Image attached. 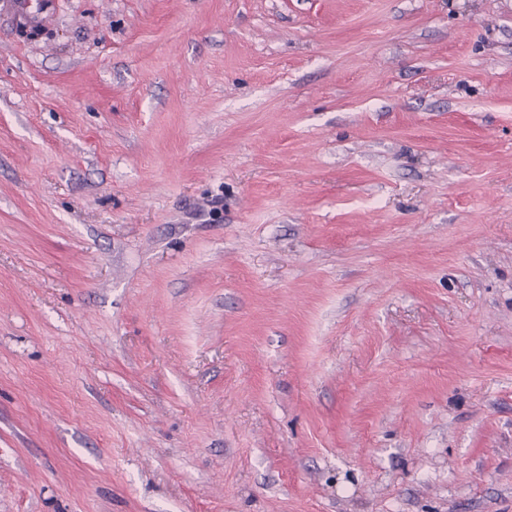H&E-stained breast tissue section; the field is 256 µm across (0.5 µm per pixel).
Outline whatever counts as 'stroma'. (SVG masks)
<instances>
[{
  "label": "stroma",
  "mask_w": 512,
  "mask_h": 512,
  "mask_svg": "<svg viewBox=\"0 0 512 512\" xmlns=\"http://www.w3.org/2000/svg\"><path fill=\"white\" fill-rule=\"evenodd\" d=\"M0 512H512V0L1 16Z\"/></svg>",
  "instance_id": "obj_1"
}]
</instances>
